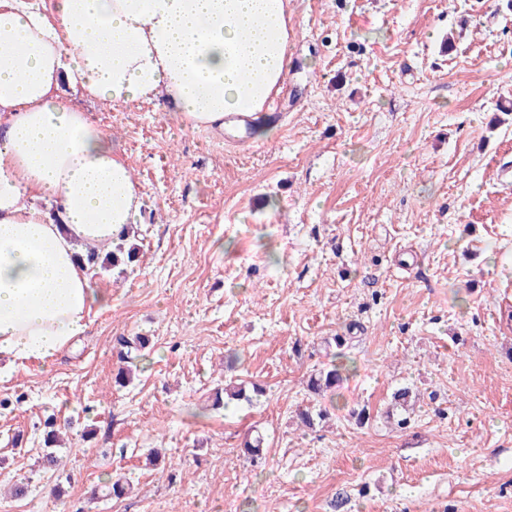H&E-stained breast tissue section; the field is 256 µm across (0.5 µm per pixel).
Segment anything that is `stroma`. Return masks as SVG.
Segmentation results:
<instances>
[{"label": "stroma", "instance_id": "stroma-1", "mask_svg": "<svg viewBox=\"0 0 512 512\" xmlns=\"http://www.w3.org/2000/svg\"><path fill=\"white\" fill-rule=\"evenodd\" d=\"M289 9L285 117L263 136L74 96L144 188L142 258L98 270L112 307L70 350L0 373V512H334L340 494L343 512H512V8ZM121 336L154 344L124 387ZM336 336L351 368L313 398ZM230 382L264 393L214 407ZM406 386L401 428L385 412ZM311 405L327 417L307 429ZM49 418L71 442L58 474ZM119 477L127 495L99 496Z\"/></svg>", "mask_w": 512, "mask_h": 512}]
</instances>
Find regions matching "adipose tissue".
I'll use <instances>...</instances> for the list:
<instances>
[{
  "mask_svg": "<svg viewBox=\"0 0 512 512\" xmlns=\"http://www.w3.org/2000/svg\"><path fill=\"white\" fill-rule=\"evenodd\" d=\"M289 0H0V365L69 348L112 304L78 256L145 192L72 102L169 101L188 127L263 111L288 75Z\"/></svg>",
  "mask_w": 512,
  "mask_h": 512,
  "instance_id": "obj_1",
  "label": "adipose tissue"
}]
</instances>
